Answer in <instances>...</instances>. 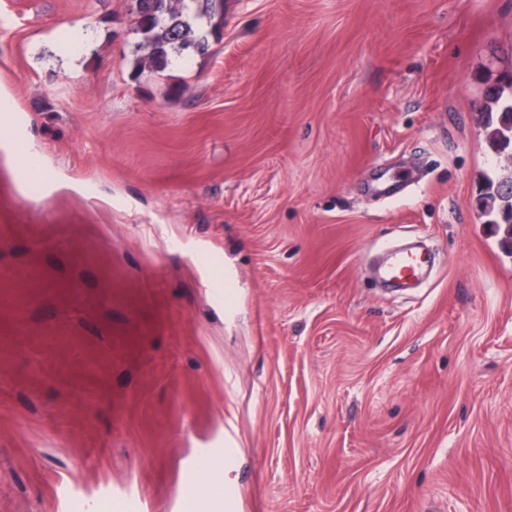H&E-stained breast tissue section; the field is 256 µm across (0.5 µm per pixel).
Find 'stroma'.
Returning a JSON list of instances; mask_svg holds the SVG:
<instances>
[{
  "mask_svg": "<svg viewBox=\"0 0 512 512\" xmlns=\"http://www.w3.org/2000/svg\"><path fill=\"white\" fill-rule=\"evenodd\" d=\"M129 0H0V512H512V253L477 204L512 0H224L136 74ZM402 238L431 278L387 294ZM224 455V461L217 455L210 454L201 461V477L196 484L185 491L189 502V512H236V496L231 490L224 492V462L231 464L237 454V448H220L213 450Z\"/></svg>",
  "mask_w": 512,
  "mask_h": 512,
  "instance_id": "35a3bbf8",
  "label": "stroma"
}]
</instances>
